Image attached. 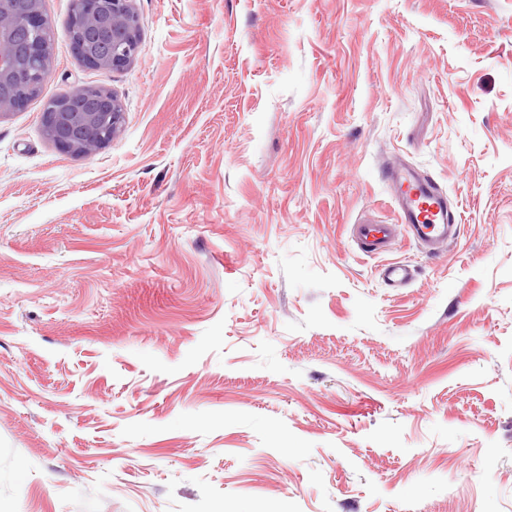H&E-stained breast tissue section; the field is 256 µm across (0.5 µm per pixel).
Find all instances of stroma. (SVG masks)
<instances>
[{"instance_id": "35a3bbf8", "label": "stroma", "mask_w": 512, "mask_h": 512, "mask_svg": "<svg viewBox=\"0 0 512 512\" xmlns=\"http://www.w3.org/2000/svg\"><path fill=\"white\" fill-rule=\"evenodd\" d=\"M0 116V512H512V0H134ZM113 92L87 155L45 99ZM459 222L432 254L385 167ZM408 262L388 287L383 265ZM133 0H77L78 10L73 16L71 3L70 21L73 16L72 48L80 62L88 68L115 72L129 67L136 59L139 19L133 8ZM112 29L106 37H97L94 45L97 51H107L110 42L112 48L107 55L99 54L92 44L85 39L87 31L101 35ZM123 36H115V33ZM89 94L99 95L103 110L99 112V101L85 94L59 99L43 110L42 127L46 137L62 152L76 155H90L105 147L120 128L124 112L121 101L101 86L87 87ZM359 234L362 251L367 254H373L391 242L395 236V225H364L361 226ZM413 272L408 264L401 261L391 262L384 266L382 279L390 287L398 288L412 281Z\"/></svg>"}]
</instances>
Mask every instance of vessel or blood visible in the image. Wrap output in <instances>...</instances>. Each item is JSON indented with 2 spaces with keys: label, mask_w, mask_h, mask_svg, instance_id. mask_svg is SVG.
Segmentation results:
<instances>
[{
  "label": "vessel or blood",
  "mask_w": 512,
  "mask_h": 512,
  "mask_svg": "<svg viewBox=\"0 0 512 512\" xmlns=\"http://www.w3.org/2000/svg\"><path fill=\"white\" fill-rule=\"evenodd\" d=\"M386 177L394 190L398 207V222L409 225L417 239L429 247L447 243L448 229L456 222L430 178L409 167H391ZM395 226L375 224L361 226L360 242L363 252L372 254L386 247L395 236ZM413 272L408 264L396 261L382 270V279L390 287L398 288L411 282Z\"/></svg>",
  "instance_id": "1"
}]
</instances>
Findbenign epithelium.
Masks as SVG:
<instances>
[{
    "instance_id": "1",
    "label": "benign epithelium",
    "mask_w": 512,
    "mask_h": 512,
    "mask_svg": "<svg viewBox=\"0 0 512 512\" xmlns=\"http://www.w3.org/2000/svg\"><path fill=\"white\" fill-rule=\"evenodd\" d=\"M77 4L72 19V48L80 62L88 68L108 72L129 67L140 49L139 19L133 0H77ZM45 24L42 0H31L30 10L22 21L26 48L21 53L12 51L10 42L16 25L12 0H0V115L24 107L29 89L43 84L50 74ZM88 31L102 35L114 33L108 54H99L85 39ZM86 92L101 97L103 111H83L77 96L59 99L43 110V132L62 152L93 154L109 144L120 128L124 112L121 101L101 86L88 87Z\"/></svg>"
}]
</instances>
